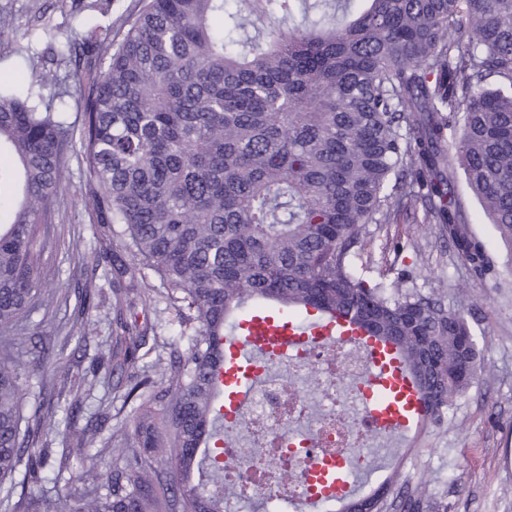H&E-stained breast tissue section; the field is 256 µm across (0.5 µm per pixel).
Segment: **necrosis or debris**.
I'll use <instances>...</instances> for the list:
<instances>
[{
  "label": "necrosis or debris",
  "instance_id": "4bbe7bcc",
  "mask_svg": "<svg viewBox=\"0 0 512 512\" xmlns=\"http://www.w3.org/2000/svg\"><path fill=\"white\" fill-rule=\"evenodd\" d=\"M315 366L321 376L314 392L322 406L314 412L298 383ZM366 370L361 350L336 343L266 363L250 405L229 421L224 453L238 463L229 476L232 499L242 504L273 488L289 512H297L308 501L302 475L317 459L367 464L373 440L359 399Z\"/></svg>",
  "mask_w": 512,
  "mask_h": 512
}]
</instances>
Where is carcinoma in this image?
Masks as SVG:
<instances>
[{"instance_id":"cac0c4a2","label":"carcinoma","mask_w":512,"mask_h":512,"mask_svg":"<svg viewBox=\"0 0 512 512\" xmlns=\"http://www.w3.org/2000/svg\"><path fill=\"white\" fill-rule=\"evenodd\" d=\"M107 68L87 66L66 125L32 87L0 83V508L32 512L38 469L61 438L56 477L89 459L98 428L55 430L58 399L76 407L100 383L45 356L38 328L65 293L42 287L48 231L69 153L95 185L88 206L134 259L113 264L112 352L124 371L156 324L135 285L141 268L194 329L148 374L114 386L137 402L113 439L112 469L84 464L56 512H229L224 403L216 375L232 314L275 304L295 316L341 313L395 345L426 418L483 374L464 315L357 268L367 225L398 220L414 196L471 273L497 265L469 227L452 161L500 237L512 244V0H142ZM96 276L77 289L78 312ZM41 357L43 400L24 414L23 357ZM29 478L15 480L20 467ZM172 472L177 482L167 481ZM429 509L404 492L401 512ZM387 489L339 512H387Z\"/></svg>"}]
</instances>
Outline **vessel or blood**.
I'll use <instances>...</instances> for the list:
<instances>
[{
	"label": "vessel or blood",
	"instance_id": "obj_1",
	"mask_svg": "<svg viewBox=\"0 0 512 512\" xmlns=\"http://www.w3.org/2000/svg\"><path fill=\"white\" fill-rule=\"evenodd\" d=\"M336 341L367 352L368 385L362 393L367 422L380 437H402L424 420L418 391L391 343L368 335L344 316L327 319H284L278 313L252 308L231 331L225 345L221 381L224 409L243 410L251 397L255 376L266 355L282 357L298 350ZM308 480L321 495L348 498L358 488L354 478L333 460H320L308 468Z\"/></svg>",
	"mask_w": 512,
	"mask_h": 512
}]
</instances>
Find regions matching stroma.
Masks as SVG:
<instances>
[{
  "mask_svg": "<svg viewBox=\"0 0 512 512\" xmlns=\"http://www.w3.org/2000/svg\"><path fill=\"white\" fill-rule=\"evenodd\" d=\"M91 0H0V12L12 17V26L0 36V74L29 77L30 63L40 58L48 78L44 97L54 98L56 111L72 126H79L80 110L72 99L57 100L60 87H73L84 69L77 61H58L56 51L67 35L119 37L140 7L139 0H112L108 12L91 8ZM85 167L70 158L57 192L52 226L60 247L48 262L47 283L55 288H76L82 272L95 271L99 286L85 314L74 309L55 319L32 313L30 324L40 325L42 341L56 351L66 350L80 370H88L90 355L78 350L80 334L107 340L112 334L108 299L112 281L106 273L111 258L131 262L121 241L103 250L100 226L85 206L91 190ZM472 227L488 244L497 264L493 280L473 278L453 246L435 225L415 223L420 203L395 224L369 225L371 240L358 272L365 279L399 282L404 289L437 298L451 311L467 318L487 376L481 377L437 419L422 424L406 441L382 440L373 450L375 464L366 489L390 481L392 491L423 486L433 512H512V248L488 224L483 208L472 194L463 197ZM83 241V260L67 251L70 240ZM152 318L158 321L159 341H147L138 353L135 371L147 369L167 355L162 341L179 329L178 318L165 303H158Z\"/></svg>",
  "mask_w": 512,
  "mask_h": 512,
  "instance_id": "35a3bbf8",
  "label": "stroma"
}]
</instances>
